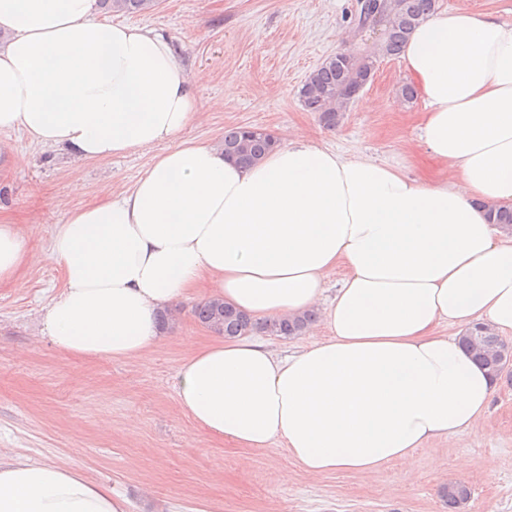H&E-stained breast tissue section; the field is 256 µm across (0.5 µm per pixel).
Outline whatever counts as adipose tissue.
Instances as JSON below:
<instances>
[{"label":"adipose tissue","instance_id":"ef3b65f1","mask_svg":"<svg viewBox=\"0 0 512 512\" xmlns=\"http://www.w3.org/2000/svg\"><path fill=\"white\" fill-rule=\"evenodd\" d=\"M96 13L97 0H0V130L79 161L172 147L130 191L58 225L64 285L42 336L66 356L130 360L160 341V312L203 286L257 320L318 312L328 332L284 356L235 336L184 359L178 403L211 437L283 443L314 475H370L472 431L495 383L441 328L512 334V237L486 212L512 205V24L438 11L409 35L421 137L453 171L425 180L302 138L255 165L178 142L198 109L186 66L154 29ZM33 261L24 232L0 224V282ZM0 512L130 507L80 466L2 456Z\"/></svg>","mask_w":512,"mask_h":512}]
</instances>
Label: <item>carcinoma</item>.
<instances>
[{"mask_svg":"<svg viewBox=\"0 0 512 512\" xmlns=\"http://www.w3.org/2000/svg\"><path fill=\"white\" fill-rule=\"evenodd\" d=\"M388 14L386 30L378 51L365 56L337 53L326 58L310 72L298 91L303 108L314 112L324 128L332 130L344 119L345 112L357 98L356 90L364 80H372L377 57H396L409 34L429 15L437 11V0H384ZM108 13L145 14L154 10L157 0H99ZM278 147L277 137L254 126H233L224 129L221 149L224 157L244 164H254ZM491 223L512 235V206L492 205L488 209ZM196 320L221 336H245L260 329L277 336L301 334L316 319L313 312L300 317L277 318L261 324L245 313L216 299H207L195 306ZM461 345L479 362L493 379L502 375L499 352L512 346L501 340L490 327L477 323L465 329ZM443 498L448 512H460L470 498L469 488L461 483L444 486Z\"/></svg>","mask_w":512,"mask_h":512,"instance_id":"carcinoma-1","label":"carcinoma"}]
</instances>
